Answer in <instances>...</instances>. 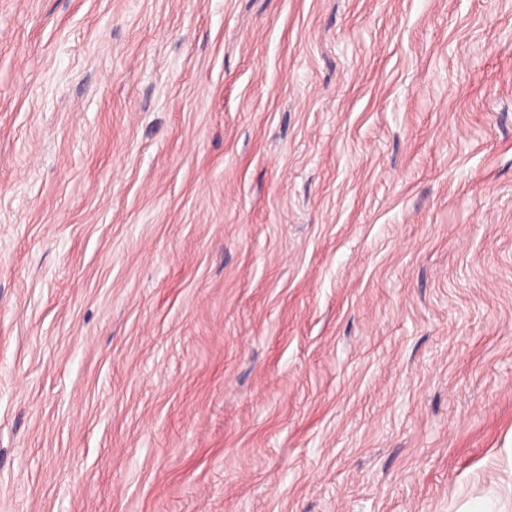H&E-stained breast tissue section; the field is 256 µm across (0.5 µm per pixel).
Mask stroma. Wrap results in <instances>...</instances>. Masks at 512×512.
I'll use <instances>...</instances> for the list:
<instances>
[{
  "label": "stroma",
  "mask_w": 512,
  "mask_h": 512,
  "mask_svg": "<svg viewBox=\"0 0 512 512\" xmlns=\"http://www.w3.org/2000/svg\"><path fill=\"white\" fill-rule=\"evenodd\" d=\"M512 0H0V512L512 493Z\"/></svg>",
  "instance_id": "obj_1"
}]
</instances>
